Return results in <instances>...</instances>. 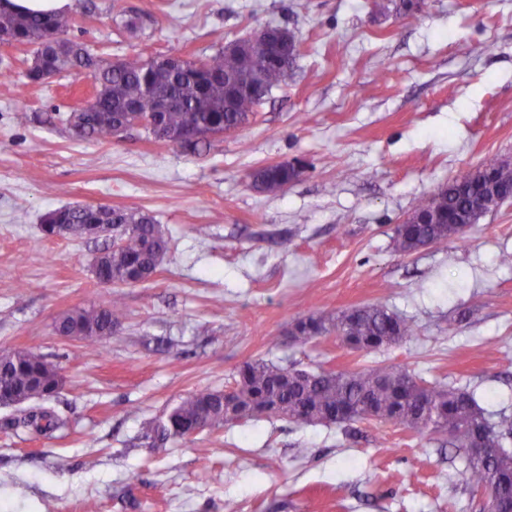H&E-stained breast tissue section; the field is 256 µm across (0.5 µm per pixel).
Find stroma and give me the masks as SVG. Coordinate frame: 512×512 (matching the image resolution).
<instances>
[{"label": "stroma", "instance_id": "obj_1", "mask_svg": "<svg viewBox=\"0 0 512 512\" xmlns=\"http://www.w3.org/2000/svg\"><path fill=\"white\" fill-rule=\"evenodd\" d=\"M69 36L107 60L200 58L265 24L296 31L297 66L244 129L191 154L133 134L78 141L65 118L92 80L31 85L32 50L0 47V351L34 348L60 368L43 437L0 408V512H479L456 449L376 422L296 427L259 418L143 447L146 421L243 363L345 371L399 363L512 415V203L463 240L395 251L416 201L488 155L512 159V0H73ZM143 15L136 35L110 16ZM493 52H485L486 44ZM302 161L270 194L251 171ZM149 213L170 239L156 276L114 290L92 259L105 238H46L64 205ZM121 295L103 347L55 336L66 310ZM379 303L416 333L374 353L325 337L299 346L298 318Z\"/></svg>", "mask_w": 512, "mask_h": 512}]
</instances>
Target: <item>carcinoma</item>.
I'll return each mask as SVG.
<instances>
[{
	"instance_id": "obj_1",
	"label": "carcinoma",
	"mask_w": 512,
	"mask_h": 512,
	"mask_svg": "<svg viewBox=\"0 0 512 512\" xmlns=\"http://www.w3.org/2000/svg\"><path fill=\"white\" fill-rule=\"evenodd\" d=\"M74 22L72 11L32 14L0 10V31L10 33L20 45L32 47L46 73L54 76L84 69L91 74L95 92L86 109L93 111V118L80 129L71 126L69 130L78 139L98 143L112 139V125L129 120V109L134 106L141 114H161L160 125L149 132L154 139L177 142L180 148L194 153L210 141H190L186 139L189 132L204 127L224 134L244 128L262 101L285 83L298 58L293 44L288 52L280 51L269 59L265 48L255 43L240 54L218 49L205 57L206 68L202 70H174L141 55L129 56L114 68L85 43L68 38ZM481 168L494 176L497 194L512 200V168L495 155L485 157ZM299 176L293 168L275 165H264L250 174L256 188L273 194ZM438 194L439 204L425 197L413 207L416 212L437 208L438 220L413 224L406 234H395L397 253L408 256L423 247L446 243L455 236L457 225L477 224L490 211L484 191L472 181L453 178ZM95 220L92 207L58 208L45 215L42 231L53 237L56 224H71L77 229ZM112 228L122 246L103 256L95 273L97 280L114 288L149 280L169 250V241L159 226L149 214L126 209L112 220ZM125 318V306L116 296L106 306H79L65 312L54 321L53 331L58 336H69L77 329L88 331L90 335L78 340L96 349ZM415 331L413 323L377 303L355 308L350 318L341 311L301 319L293 341L306 345L335 334L347 348L355 344L360 351L373 352L397 344ZM62 384L58 366L32 348L15 349L0 363V394L17 392L30 401H46L58 394ZM232 387L237 416L228 415L222 391H191L170 409L163 424L150 422L142 428L140 443L158 450L169 439L189 437L199 428L217 431L261 417L278 418L295 426L372 420L444 438L463 454L462 475L473 488L492 485L501 478L512 482V451L505 448L512 437V420L506 416L493 420L466 389L429 383L404 365L389 363L330 372L257 359L236 370ZM22 424L32 432L46 434L63 427L65 421L40 408L26 414ZM479 425L484 427L488 447L496 449L487 462L471 453Z\"/></svg>"
}]
</instances>
